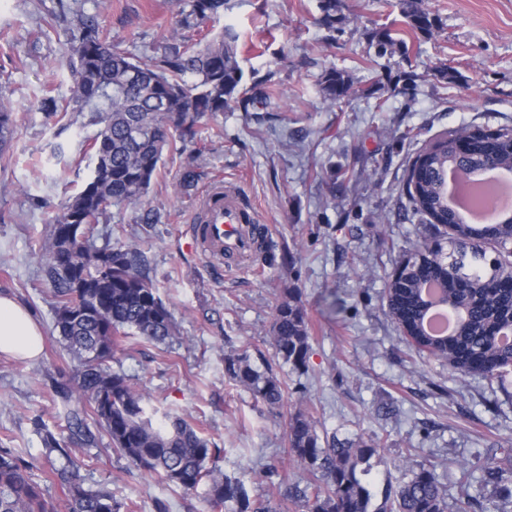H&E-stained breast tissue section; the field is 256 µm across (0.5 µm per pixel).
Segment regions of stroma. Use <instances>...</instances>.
<instances>
[{"instance_id": "35a3bbf8", "label": "stroma", "mask_w": 512, "mask_h": 512, "mask_svg": "<svg viewBox=\"0 0 512 512\" xmlns=\"http://www.w3.org/2000/svg\"><path fill=\"white\" fill-rule=\"evenodd\" d=\"M432 35L409 40L408 55L376 56L370 36L402 25V0H342V33L318 21V0H231L210 31L240 35L243 85L271 77L269 111L228 109L204 117L194 142L164 151L144 201L112 207L96 243L139 244L145 271L178 324L172 341L123 339L110 367L124 374L159 420L186 417L251 500H278L305 486L287 459L291 414L309 410L322 435L383 438L371 491L398 483L393 462L431 460L456 497L460 468L483 452L512 471V368L503 387L418 354L386 315L396 262L419 238L408 207L407 170L443 132L512 126V0H423ZM176 0H0V98L13 134L0 159V295L41 326L43 351L28 360L0 352V446L37 458L34 419L64 422L53 385L72 363L54 329L53 286L39 245L93 167L97 125L87 115L50 114L44 94L70 93L64 67L78 16L95 18L136 59L159 56L177 26ZM355 90L336 104L320 91L325 70ZM411 74L413 88L400 77ZM236 186L267 227L263 250L289 266L241 262L225 270L190 251L185 229L210 184ZM296 289L310 324L304 373L277 368L285 399L257 401L224 374L225 354L248 350L273 362L270 328L283 289ZM91 458L85 484L108 485L135 512H205L201 493L154 481L114 452L107 436L80 446Z\"/></svg>"}]
</instances>
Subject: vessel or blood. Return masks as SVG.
I'll return each instance as SVG.
<instances>
[{"mask_svg":"<svg viewBox=\"0 0 512 512\" xmlns=\"http://www.w3.org/2000/svg\"><path fill=\"white\" fill-rule=\"evenodd\" d=\"M201 221L192 225L190 239L196 251L213 261L250 254L260 232L257 215L237 189L216 184L202 197Z\"/></svg>","mask_w":512,"mask_h":512,"instance_id":"1","label":"vessel or blood"}]
</instances>
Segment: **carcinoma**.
Segmentation results:
<instances>
[{
  "label": "carcinoma",
  "instance_id": "1",
  "mask_svg": "<svg viewBox=\"0 0 512 512\" xmlns=\"http://www.w3.org/2000/svg\"><path fill=\"white\" fill-rule=\"evenodd\" d=\"M229 0H185L179 26L194 30L228 9ZM341 0H319V22L339 32ZM403 16L410 32L432 34L434 22L422 0H403ZM70 95L64 106L48 96L43 108L52 113H89L101 125L90 148L94 170L90 181L69 198L51 225L40 250L45 275L53 285L55 329L72 362L68 382L55 389L66 409L67 427L57 432L37 419L44 454L50 460L45 479L61 487L67 512H134L135 504L120 501L106 485L84 486L81 471L88 467L67 444L82 435L96 441L86 418L109 438L112 449L139 471L194 492L205 486L210 512H284L270 500L253 502L239 480L219 466L218 449L185 418L154 421L142 396L127 378L112 371L109 362L118 342L129 335L165 343L177 335L170 310L142 270L138 248L91 242L94 225L113 206L138 204L147 196L165 149L196 139L199 121L232 106L259 112L269 108L270 80L242 91L243 71L238 60L239 34L231 27L203 43L172 44L160 56L143 62L121 49L112 37L89 19L71 32ZM377 55L409 52L402 38L384 27L373 34ZM326 100L334 103L349 94V80L332 69L322 77ZM12 112L0 102V154L12 132ZM455 132L427 144L412 161L406 195L424 224L441 230V237L424 233L403 255L399 276L387 285L388 314L399 328H407L421 351L448 362L459 373H477L498 381L512 365V342L500 337L512 331V260L502 247L512 242V215L493 224H468L448 207V168L466 172L491 161L512 171V128L500 129L494 140L475 137L468 145L467 162L457 161L452 147ZM498 250L487 257V248ZM438 290L439 303L465 313V322L442 337L426 330L425 286ZM275 357L300 372L310 351L306 313L291 288L284 289L271 325ZM224 374L254 398L277 405L284 399L283 383L272 368L251 362L247 350L224 355ZM287 454L304 466L312 479L296 491L308 512H448V494L431 463H416L397 485L384 491V501L372 508L366 476L372 458L380 455L379 436L322 439L311 416L294 413L285 432ZM36 464L11 448H0V512H58V506L35 480ZM479 491L508 488L512 474L487 461L481 466ZM460 503L474 501L467 467H460Z\"/></svg>",
  "mask_w": 512,
  "mask_h": 512
}]
</instances>
